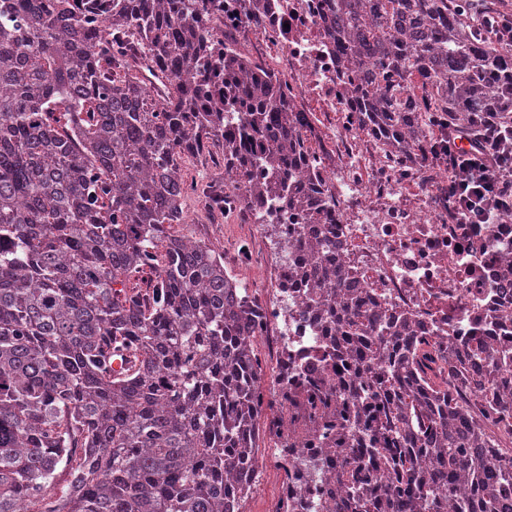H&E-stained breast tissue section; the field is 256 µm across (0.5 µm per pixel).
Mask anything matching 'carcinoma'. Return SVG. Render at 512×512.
<instances>
[{
	"label": "carcinoma",
	"instance_id": "1",
	"mask_svg": "<svg viewBox=\"0 0 512 512\" xmlns=\"http://www.w3.org/2000/svg\"><path fill=\"white\" fill-rule=\"evenodd\" d=\"M458 5L334 0L362 122L427 143L425 113L512 112V61ZM235 9L0 0V512H245L270 405L254 347L267 314L224 254L166 232L191 194L225 211L270 196L293 216L267 223L327 336L322 359L276 377V512H512L498 442L512 438V353L448 350L349 281L288 90L203 27ZM409 74L431 82L422 97ZM214 142L243 185L184 179L182 154ZM302 444L336 457L312 501L288 496Z\"/></svg>",
	"mask_w": 512,
	"mask_h": 512
}]
</instances>
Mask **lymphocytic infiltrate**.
Here are the masks:
<instances>
[{
  "instance_id": "f902f5d3",
  "label": "lymphocytic infiltrate",
  "mask_w": 512,
  "mask_h": 512,
  "mask_svg": "<svg viewBox=\"0 0 512 512\" xmlns=\"http://www.w3.org/2000/svg\"><path fill=\"white\" fill-rule=\"evenodd\" d=\"M465 2L479 15L483 37L512 46V8ZM432 123L437 135L420 167L446 171L436 190L447 199L454 223L497 224L512 214V113L487 112L477 120L437 112Z\"/></svg>"
}]
</instances>
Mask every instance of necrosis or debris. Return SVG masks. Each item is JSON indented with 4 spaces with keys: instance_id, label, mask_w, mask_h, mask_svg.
Masks as SVG:
<instances>
[{
    "instance_id": "obj_1",
    "label": "necrosis or debris",
    "mask_w": 512,
    "mask_h": 512,
    "mask_svg": "<svg viewBox=\"0 0 512 512\" xmlns=\"http://www.w3.org/2000/svg\"><path fill=\"white\" fill-rule=\"evenodd\" d=\"M330 0H240L261 12L259 60L291 93L323 183L333 198L322 214L340 245V263L379 309L409 318L442 342L512 350V216L496 225V246L451 223L435 185L444 172H416L395 139L357 120V71L331 33ZM305 291L271 298L269 336L295 362L323 345L302 315Z\"/></svg>"
}]
</instances>
